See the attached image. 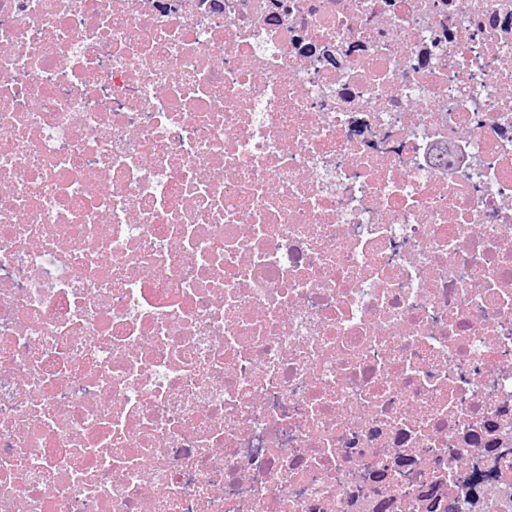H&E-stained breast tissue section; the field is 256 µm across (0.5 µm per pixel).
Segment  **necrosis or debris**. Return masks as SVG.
<instances>
[{"instance_id":"obj_1","label":"necrosis or debris","mask_w":512,"mask_h":512,"mask_svg":"<svg viewBox=\"0 0 512 512\" xmlns=\"http://www.w3.org/2000/svg\"><path fill=\"white\" fill-rule=\"evenodd\" d=\"M0 512H512V0H0Z\"/></svg>"}]
</instances>
